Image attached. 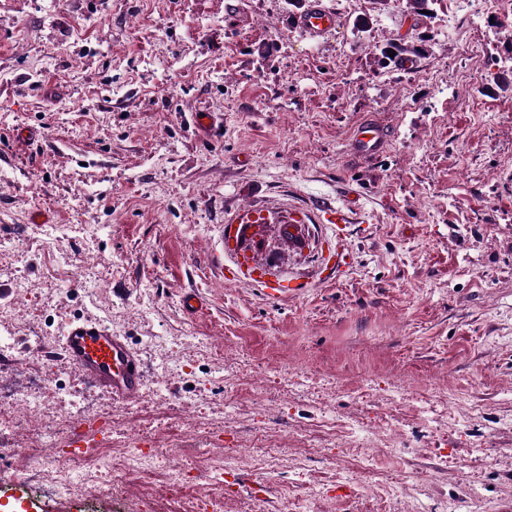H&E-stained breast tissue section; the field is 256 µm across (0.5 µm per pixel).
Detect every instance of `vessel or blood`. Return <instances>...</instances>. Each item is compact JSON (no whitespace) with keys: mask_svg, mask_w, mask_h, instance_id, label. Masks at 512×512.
<instances>
[{"mask_svg":"<svg viewBox=\"0 0 512 512\" xmlns=\"http://www.w3.org/2000/svg\"><path fill=\"white\" fill-rule=\"evenodd\" d=\"M294 24L306 38L317 43L336 29L338 18L324 0H304ZM392 136L390 127L368 118L355 129L348 150L358 158L373 160L384 153ZM262 214V209L250 207L225 218L224 281L228 284L250 282L274 298L300 292V284L268 275L264 269L250 263L255 246L253 226ZM347 263L343 235L338 231L334 235V248L321 272L326 278H333ZM58 342L72 369L113 401L130 402L141 397L145 384L143 363L126 338L114 334L110 326L92 318L72 321Z\"/></svg>","mask_w":512,"mask_h":512,"instance_id":"vessel-or-blood-1","label":"vessel or blood"}]
</instances>
